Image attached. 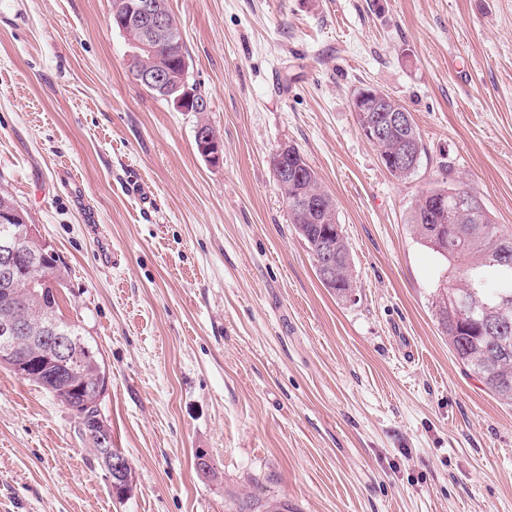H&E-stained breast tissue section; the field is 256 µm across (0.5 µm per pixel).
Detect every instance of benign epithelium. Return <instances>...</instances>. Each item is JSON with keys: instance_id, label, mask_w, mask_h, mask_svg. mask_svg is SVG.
I'll return each mask as SVG.
<instances>
[{"instance_id": "7a95c632", "label": "benign epithelium", "mask_w": 512, "mask_h": 512, "mask_svg": "<svg viewBox=\"0 0 512 512\" xmlns=\"http://www.w3.org/2000/svg\"><path fill=\"white\" fill-rule=\"evenodd\" d=\"M115 27L124 35L130 51L127 55V68L136 78L140 86L147 88L159 98L183 112L192 109L197 112L207 111L208 105L202 101L200 91L189 83V61L181 55L174 67L160 62L146 64L140 50L152 49L158 45L176 47L184 43L183 32L173 15L169 0H123L120 9L115 11ZM352 109L355 112H382L384 116L376 121H367L360 128L362 136L377 146L386 141L393 129L406 131L413 127L411 114L408 110L395 103L394 99L377 90L371 93L362 89L352 96ZM196 142L198 152L211 164L222 160L223 142L216 131L206 125L197 127ZM288 155V146L283 145L270 156L273 173L281 185H288L291 177H301V172L288 169L284 157ZM381 163L393 164L395 168L411 172L418 166V155L414 152L412 137L390 153L380 154ZM339 226L325 235L319 245L317 269L321 283L326 287L336 285V237L340 236ZM37 236L35 228L26 225V231L15 234L13 240L0 245V282L15 285V264L17 243L23 237ZM38 314L33 313L22 321L4 320L0 322V336L14 339L22 334L30 336L31 344L37 346L44 343L48 346L47 353L41 356L43 364L49 368H65L76 371L70 363L71 350L69 342L36 324ZM128 461L117 451L112 452L109 460L108 477L112 488L123 486Z\"/></svg>"}]
</instances>
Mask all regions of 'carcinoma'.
I'll return each instance as SVG.
<instances>
[{
	"label": "carcinoma",
	"instance_id": "obj_1",
	"mask_svg": "<svg viewBox=\"0 0 512 512\" xmlns=\"http://www.w3.org/2000/svg\"><path fill=\"white\" fill-rule=\"evenodd\" d=\"M445 175L444 181L422 192L409 216L410 228L416 238L448 264V286L436 289L432 300L434 317L442 334L448 336V347L455 359L477 374L500 403L512 406V311L496 316L495 324L488 326L484 323L487 311L479 308V304L490 302L499 294L512 295V254L502 259L494 257L501 246L512 248V233L506 234L501 230L481 201L477 212L458 215L448 243L444 249H438L431 238L433 225L424 223L420 215L430 206L433 197L446 194L451 199L460 191V186L451 178V172L447 170ZM311 192L324 197L328 208L314 212L288 211L290 223L310 252L337 222L333 198L321 190L313 170L308 172L306 180L281 189V196L290 199ZM25 244L27 251L39 256L42 268L50 270L51 278L37 288L35 295L26 288L24 272L20 273L18 286L7 290L0 286V321L20 319L37 304L45 319L56 322L59 331L75 338L72 363L77 366L79 375L64 382L44 371L30 382L39 387L48 383L64 389L66 398L61 405L78 421L97 448L100 443L92 417L99 410L96 384L101 379L100 369L105 364L100 352L93 349L82 333L80 325L60 314L59 294L52 291L54 285L62 286L66 279V267L60 255L41 248L34 239L25 241ZM461 258L466 259V263L461 267L455 266ZM352 287L350 253L342 239L336 242V297L348 298ZM14 358L24 362L37 359L27 337L18 338L14 345Z\"/></svg>",
	"mask_w": 512,
	"mask_h": 512
}]
</instances>
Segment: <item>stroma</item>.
Instances as JSON below:
<instances>
[{
  "label": "stroma",
  "instance_id": "stroma-1",
  "mask_svg": "<svg viewBox=\"0 0 512 512\" xmlns=\"http://www.w3.org/2000/svg\"><path fill=\"white\" fill-rule=\"evenodd\" d=\"M170 5L207 111L136 84L112 0H0V188L67 267L135 475L113 493L70 412L0 365V512H512V407L450 353L446 267L408 224L447 167L512 233V0ZM366 85L420 131L408 180L360 133ZM284 143L335 201L352 300L289 222ZM196 142L198 152L211 164H219L223 155V142L216 131L209 125L197 127Z\"/></svg>",
  "mask_w": 512,
  "mask_h": 512
}]
</instances>
